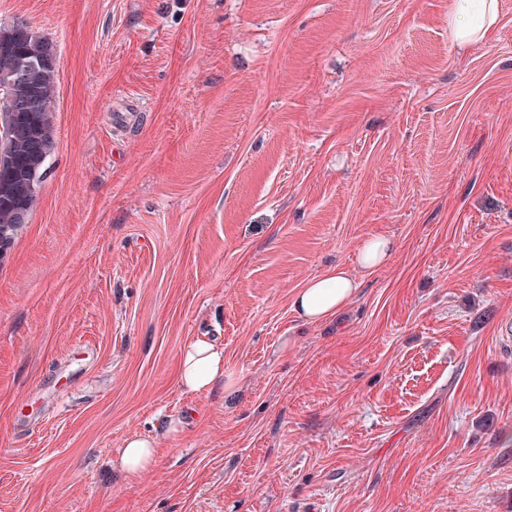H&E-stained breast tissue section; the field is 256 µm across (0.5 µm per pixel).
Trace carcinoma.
Segmentation results:
<instances>
[{"label": "carcinoma", "instance_id": "1", "mask_svg": "<svg viewBox=\"0 0 512 512\" xmlns=\"http://www.w3.org/2000/svg\"><path fill=\"white\" fill-rule=\"evenodd\" d=\"M11 55L43 61L31 77L15 83L11 89L14 105L20 111L15 113L10 126L12 163L0 168V230H6L13 240L22 227L21 216L30 215L35 205L51 157L53 132L45 119L54 104L58 65L50 43L23 24L0 29V62Z\"/></svg>", "mask_w": 512, "mask_h": 512}]
</instances>
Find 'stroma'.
Masks as SVG:
<instances>
[{
    "instance_id": "35a3bbf8",
    "label": "stroma",
    "mask_w": 512,
    "mask_h": 512,
    "mask_svg": "<svg viewBox=\"0 0 512 512\" xmlns=\"http://www.w3.org/2000/svg\"><path fill=\"white\" fill-rule=\"evenodd\" d=\"M499 3L468 43L454 0H0L59 59L55 150L0 261V512H512ZM336 265L356 295L299 318ZM198 336L232 392L179 385ZM134 435L156 454L132 476ZM394 251L393 242L386 237H373L361 247L358 261L365 269H375L385 264ZM356 282L340 266L309 278L291 298V307L309 322L327 320L340 313L356 292Z\"/></svg>"
}]
</instances>
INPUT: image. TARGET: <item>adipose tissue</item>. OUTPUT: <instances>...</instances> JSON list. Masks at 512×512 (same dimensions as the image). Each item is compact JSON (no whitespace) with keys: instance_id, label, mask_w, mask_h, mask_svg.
Segmentation results:
<instances>
[{"instance_id":"1","label":"adipose tissue","mask_w":512,"mask_h":512,"mask_svg":"<svg viewBox=\"0 0 512 512\" xmlns=\"http://www.w3.org/2000/svg\"><path fill=\"white\" fill-rule=\"evenodd\" d=\"M500 20L498 0H454L448 27L455 39L480 41ZM354 279L335 266L309 278L291 298V307L305 320L319 322L336 316L356 292ZM224 377V349L203 339L190 340L181 350L179 381L193 393L211 391Z\"/></svg>"}]
</instances>
